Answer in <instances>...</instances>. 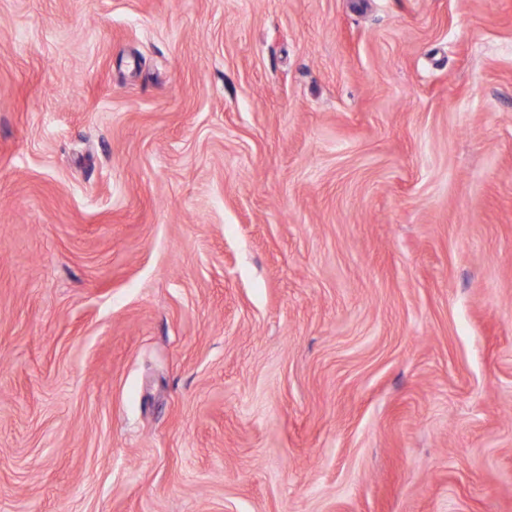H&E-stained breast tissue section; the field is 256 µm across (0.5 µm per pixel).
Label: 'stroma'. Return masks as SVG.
<instances>
[{
  "mask_svg": "<svg viewBox=\"0 0 512 512\" xmlns=\"http://www.w3.org/2000/svg\"><path fill=\"white\" fill-rule=\"evenodd\" d=\"M0 512H512V0H0Z\"/></svg>",
  "mask_w": 512,
  "mask_h": 512,
  "instance_id": "stroma-1",
  "label": "stroma"
}]
</instances>
